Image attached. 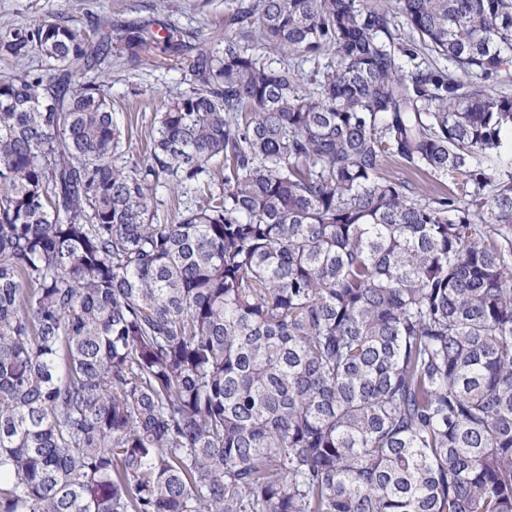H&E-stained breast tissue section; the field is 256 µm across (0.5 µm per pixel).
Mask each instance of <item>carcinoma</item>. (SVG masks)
<instances>
[{"mask_svg":"<svg viewBox=\"0 0 512 512\" xmlns=\"http://www.w3.org/2000/svg\"><path fill=\"white\" fill-rule=\"evenodd\" d=\"M93 30L0 34V512H512V0ZM114 39L196 79L130 165ZM471 79H473L474 82H478L485 86L488 92L492 95L512 96V63L503 66L499 75L493 81H484L479 75H474Z\"/></svg>","mask_w":512,"mask_h":512,"instance_id":"cac0c4a2","label":"carcinoma"}]
</instances>
